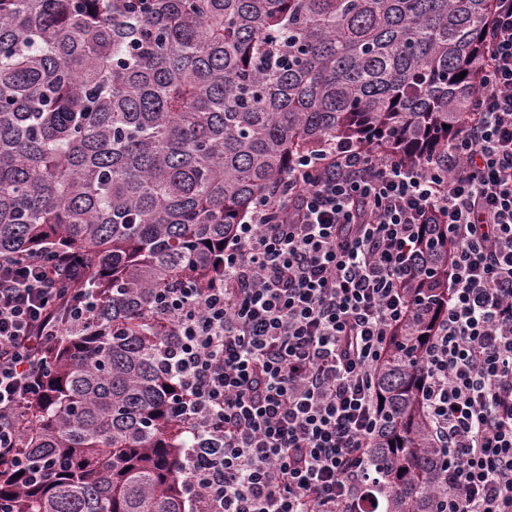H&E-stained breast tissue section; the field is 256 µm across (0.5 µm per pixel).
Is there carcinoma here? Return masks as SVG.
Here are the masks:
<instances>
[{"mask_svg": "<svg viewBox=\"0 0 512 512\" xmlns=\"http://www.w3.org/2000/svg\"><path fill=\"white\" fill-rule=\"evenodd\" d=\"M496 2L0 0V254L57 246L101 299L47 358L20 455L0 459L1 507L185 512L154 289L222 277L236 225L329 139L448 157ZM419 248L430 270L405 295L442 310L448 226ZM432 326L415 312L379 368L363 512H436L448 493L417 386Z\"/></svg>", "mask_w": 512, "mask_h": 512, "instance_id": "1", "label": "carcinoma"}]
</instances>
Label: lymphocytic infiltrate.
Masks as SVG:
<instances>
[{
    "instance_id": "obj_1",
    "label": "lymphocytic infiltrate",
    "mask_w": 512,
    "mask_h": 512,
    "mask_svg": "<svg viewBox=\"0 0 512 512\" xmlns=\"http://www.w3.org/2000/svg\"><path fill=\"white\" fill-rule=\"evenodd\" d=\"M473 120L448 165H396L342 141L295 158L204 288H159L171 412L191 442L192 512H356L374 472L379 366L413 313L429 225L448 227V308L419 356L448 484L441 512H512V0H498ZM97 322L71 259L0 257V457L61 336Z\"/></svg>"
}]
</instances>
